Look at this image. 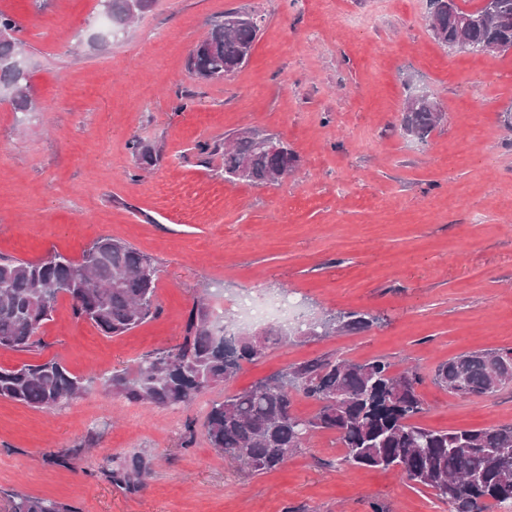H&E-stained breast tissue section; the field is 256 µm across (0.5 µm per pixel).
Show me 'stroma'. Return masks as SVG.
Returning a JSON list of instances; mask_svg holds the SVG:
<instances>
[{"mask_svg":"<svg viewBox=\"0 0 512 512\" xmlns=\"http://www.w3.org/2000/svg\"><path fill=\"white\" fill-rule=\"evenodd\" d=\"M0 11L23 27L40 105L0 103V256L78 259L110 237L158 269V313L134 330L106 335L63 296L40 348L0 349V367L54 358L91 380L55 413L0 399V512L15 491L76 512H448L397 473L339 464L333 433L251 475L210 447L205 422L225 394L335 354L417 367L428 427L512 422V387L456 397L432 382L460 353L512 348V52H448L428 0H155L106 40L99 0H0ZM228 11L260 24L251 58L199 80L190 53ZM411 86L448 117L422 144L400 129ZM247 129L279 135L300 167L269 187L217 176L216 146ZM134 139L155 148V166L139 170ZM253 292L288 297L309 321L378 322L272 345L184 409L106 390L105 376L181 343L198 298L240 326ZM133 455L150 465L129 493L102 471Z\"/></svg>","mask_w":512,"mask_h":512,"instance_id":"35a3bbf8","label":"stroma"}]
</instances>
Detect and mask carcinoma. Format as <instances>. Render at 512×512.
Listing matches in <instances>:
<instances>
[{
  "label": "carcinoma",
  "mask_w": 512,
  "mask_h": 512,
  "mask_svg": "<svg viewBox=\"0 0 512 512\" xmlns=\"http://www.w3.org/2000/svg\"><path fill=\"white\" fill-rule=\"evenodd\" d=\"M111 21L125 23L130 0H100ZM428 27L450 52L506 53L512 45V0H481L473 9L456 0H429ZM258 21L231 30L216 25L199 41L189 70L204 80L226 79L248 62ZM22 42L0 39V90L11 94L15 112H32L35 102L28 69L15 65ZM441 106L434 97H406L401 130L424 141L440 125ZM271 133L240 131L224 145L220 176L252 186L278 183L300 157ZM132 150L141 168L156 161L155 150L139 141ZM157 269L153 259L112 238H99L75 260L54 252L38 261L0 257V348L31 351L41 345L39 331L51 320L58 300L68 295L76 318L120 336L154 317ZM379 317L349 311L327 319L330 330L307 324L303 338L371 328ZM212 309L200 302L190 312L183 341L142 359L131 373L104 379L109 392L130 403L188 407L213 385L238 377L244 366L263 357L267 344L286 343L277 333L218 327ZM423 379L415 369L394 370L384 358L362 362L317 357L291 364L249 388L213 403L206 421L209 445L250 474L276 470L302 449L313 433L333 432L344 449L340 463L380 471H398L427 489L449 512H492L512 504V424L489 428L435 429L420 422L425 412L418 391ZM434 384L459 397L491 395L512 385V349L480 350L441 363ZM87 392L86 380L57 359L15 368L0 367V398L48 412L58 411ZM316 404L315 413L293 412V396ZM148 473V462L134 455L103 470L115 485L135 491ZM12 512H76L66 503L15 492Z\"/></svg>",
  "instance_id": "carcinoma-1"
}]
</instances>
